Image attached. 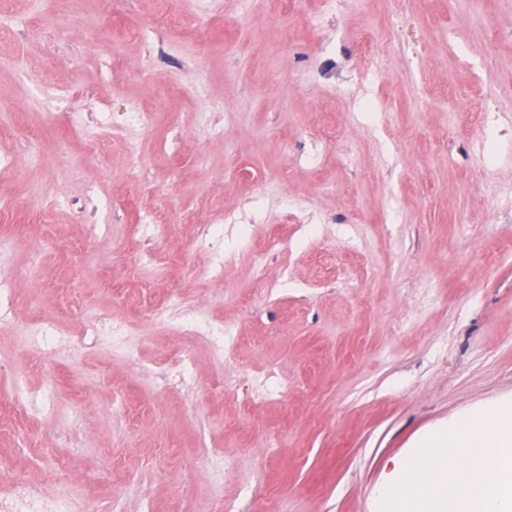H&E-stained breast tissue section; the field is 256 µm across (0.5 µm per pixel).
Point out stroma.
I'll return each instance as SVG.
<instances>
[{
    "mask_svg": "<svg viewBox=\"0 0 512 512\" xmlns=\"http://www.w3.org/2000/svg\"><path fill=\"white\" fill-rule=\"evenodd\" d=\"M182 29L208 43L200 65L159 52L156 0H85L99 43L7 37L13 19L41 27L54 0H0V254L25 323H60L56 358L37 360L0 327V493L12 468L52 480L96 512H216L217 495L245 512H378L393 461L429 434L512 405V0H178ZM493 16L488 30L484 16ZM141 27L153 52L126 41ZM220 105L208 136L190 95L198 67ZM70 88L55 118L37 75ZM160 115L141 131L129 103ZM104 107L113 136L71 125ZM141 146L131 194L123 141ZM94 183L112 203L111 235L88 238L57 194L80 201ZM263 183L262 194L252 187ZM173 234L143 239L139 215ZM199 212L179 224L176 212ZM224 230V275L192 278L211 260L204 222ZM152 254L154 263L139 258ZM279 284L255 296V280ZM230 323L229 363L201 337L144 320L172 289ZM100 303L143 324L136 362L109 341L82 346V312ZM194 357V393L151 390L161 364ZM274 369L287 398H256ZM232 375L231 390L221 386ZM36 411L14 403L16 385ZM125 407L113 409L114 392ZM79 424L69 445L55 428Z\"/></svg>",
    "mask_w": 512,
    "mask_h": 512,
    "instance_id": "35a3bbf8",
    "label": "stroma"
}]
</instances>
